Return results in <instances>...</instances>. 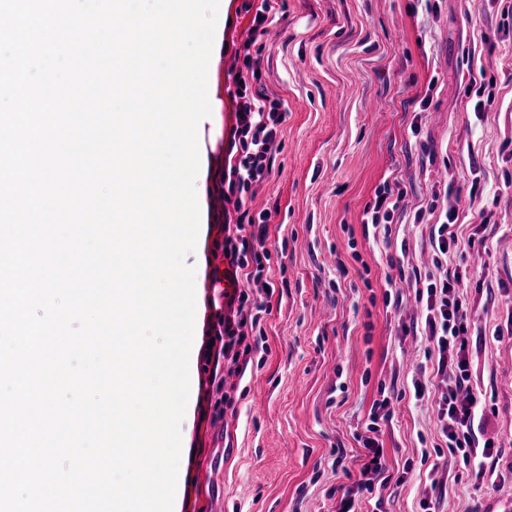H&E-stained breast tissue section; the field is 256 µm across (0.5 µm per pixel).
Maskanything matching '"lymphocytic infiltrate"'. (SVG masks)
Wrapping results in <instances>:
<instances>
[{"instance_id":"f902f5d3","label":"lymphocytic infiltrate","mask_w":512,"mask_h":512,"mask_svg":"<svg viewBox=\"0 0 512 512\" xmlns=\"http://www.w3.org/2000/svg\"><path fill=\"white\" fill-rule=\"evenodd\" d=\"M281 10L278 0H260L248 27V37L239 51L243 65L235 71L232 84L236 103L232 125L224 154L212 156L208 168L209 223L218 225L223 233L221 242L226 272L231 277H244L247 283L268 281L265 262L270 252L268 238L269 212L251 215L248 200L254 199L257 189L272 172L273 156L281 146L283 124L288 116L282 100L265 94L262 84V60L253 49L259 38L277 22ZM480 229L467 239L453 231L454 210H446L441 223L430 229V245L435 255L450 251L484 247L485 228L490 224L487 208L477 211ZM466 276L460 270L442 269L438 275H426L416 289L417 298L425 302L423 335L435 351L437 375L443 389L437 399L439 430L449 452H462L467 464L480 477L493 479L495 471L487 461L492 455L490 441L476 435L475 423L482 420L484 409L476 397L461 398L470 381L468 347L465 336L469 317L463 288ZM222 306L216 307L209 319L207 335L223 337L217 353L238 363L252 350L248 341L260 329L265 315L271 311L269 297L254 298L249 291H222ZM391 399L374 403L369 435L362 441L363 450L354 460L359 476L344 488L342 512H354L355 501L366 495L375 496L376 508H383V499L376 492L392 479L386 454L375 437L376 423L381 411L390 410Z\"/></svg>"}]
</instances>
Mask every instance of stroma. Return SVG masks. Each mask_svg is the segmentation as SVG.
Masks as SVG:
<instances>
[{
	"label": "stroma",
	"instance_id": "1",
	"mask_svg": "<svg viewBox=\"0 0 512 512\" xmlns=\"http://www.w3.org/2000/svg\"><path fill=\"white\" fill-rule=\"evenodd\" d=\"M246 0H229L217 78L221 122L198 132L216 149L234 123L232 54L248 35ZM263 37V82L288 117L269 178L249 204L271 214L272 299L258 348L241 373L209 376V339L195 334L174 512H341L349 480L333 460L356 454L381 390L402 398L376 437L401 483L382 491L387 512H489L512 504V16L502 0H283ZM493 81L491 99L470 80ZM383 183L404 191L390 239L363 212ZM484 190L494 230L470 268V390L484 407L479 438L497 449L495 482L478 478L439 436L436 401L413 385L439 378L420 337L414 271L432 269L429 228L454 209L459 236L478 223ZM450 195H443L444 186ZM219 229L200 227L186 258L196 268L204 320L206 258ZM405 276L387 288L388 257Z\"/></svg>",
	"mask_w": 512,
	"mask_h": 512
}]
</instances>
